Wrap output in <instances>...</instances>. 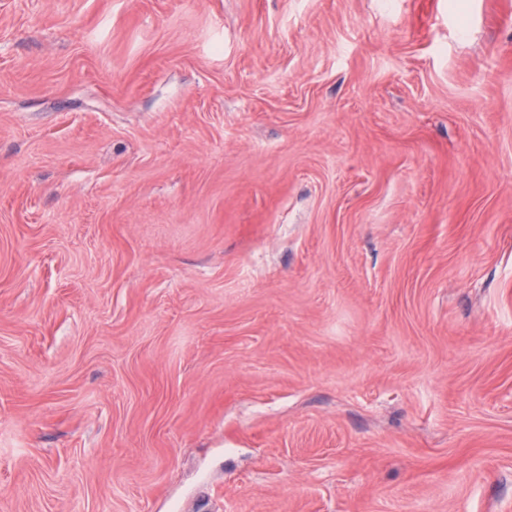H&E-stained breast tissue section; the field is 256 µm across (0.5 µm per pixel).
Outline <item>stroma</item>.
Segmentation results:
<instances>
[{
	"mask_svg": "<svg viewBox=\"0 0 512 512\" xmlns=\"http://www.w3.org/2000/svg\"><path fill=\"white\" fill-rule=\"evenodd\" d=\"M0 512H512V0H0Z\"/></svg>",
	"mask_w": 512,
	"mask_h": 512,
	"instance_id": "35a3bbf8",
	"label": "stroma"
}]
</instances>
